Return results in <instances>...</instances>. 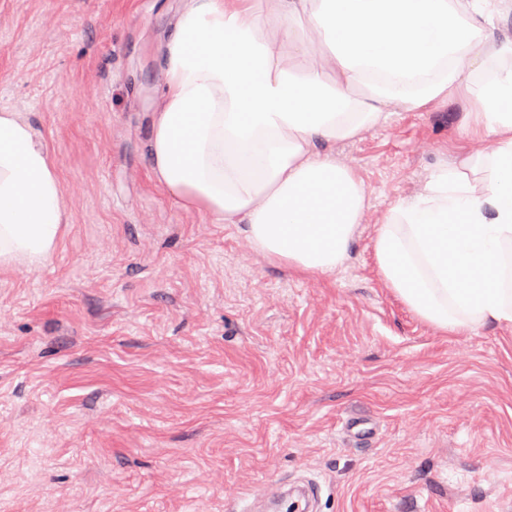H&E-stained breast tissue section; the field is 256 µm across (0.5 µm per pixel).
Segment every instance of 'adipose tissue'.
Segmentation results:
<instances>
[{
  "mask_svg": "<svg viewBox=\"0 0 512 512\" xmlns=\"http://www.w3.org/2000/svg\"><path fill=\"white\" fill-rule=\"evenodd\" d=\"M512 0H183L161 47L149 173L187 211L233 224L269 262L328 278L367 207L319 143L458 93L488 153L439 163L376 227V265L420 320L512 324ZM70 216L43 141L0 110V267L36 269Z\"/></svg>",
  "mask_w": 512,
  "mask_h": 512,
  "instance_id": "1",
  "label": "adipose tissue"
}]
</instances>
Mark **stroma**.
<instances>
[{
  "mask_svg": "<svg viewBox=\"0 0 512 512\" xmlns=\"http://www.w3.org/2000/svg\"><path fill=\"white\" fill-rule=\"evenodd\" d=\"M179 7L0 0V110L44 140L71 215L45 266L0 271V512H231L285 477L317 481L318 512H512V324L443 332L373 259L431 167L493 149L471 104L320 144L368 207L345 267L303 276L150 176Z\"/></svg>",
  "mask_w": 512,
  "mask_h": 512,
  "instance_id": "35a3bbf8",
  "label": "stroma"
}]
</instances>
